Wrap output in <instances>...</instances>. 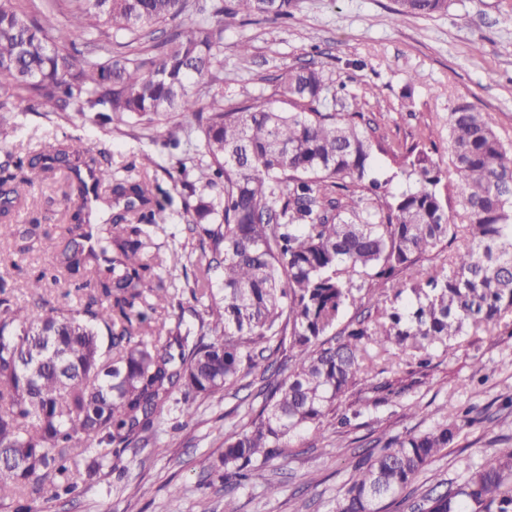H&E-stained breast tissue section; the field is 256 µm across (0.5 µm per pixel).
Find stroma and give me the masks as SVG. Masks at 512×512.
I'll list each match as a JSON object with an SVG mask.
<instances>
[{
    "label": "stroma",
    "instance_id": "obj_1",
    "mask_svg": "<svg viewBox=\"0 0 512 512\" xmlns=\"http://www.w3.org/2000/svg\"><path fill=\"white\" fill-rule=\"evenodd\" d=\"M397 7L396 0H298L290 18L225 28V106L261 96L276 109L294 111L280 83L288 67L306 66L323 74L321 110L340 111L336 94L346 89L391 144L419 143L435 149L436 159H447L448 113L461 104L489 113L504 141L512 143V0H448L447 11L432 16H400ZM242 41L251 46L245 56L237 51ZM69 139L102 151L116 179L146 181L165 206V229L154 241L162 252L182 254L181 263L165 271L166 282L182 281L201 264L183 232L194 175L186 173L176 184L166 173L179 159L201 152L198 136L175 148L158 127L136 140L95 113L66 120L53 106L21 98L12 112L0 113V162L20 153L46 154ZM12 185L18 202L7 221L27 233L0 243V276L13 281L23 299L29 279L52 273L53 242L73 207L62 200L65 169L33 185L19 177ZM385 382L393 383L394 393L349 425L292 441L287 460L272 462L268 470L281 487L275 496H266L258 484L231 492L219 484L198 487L208 462L224 450L225 428L241 422L237 399L226 396L205 401L186 424L177 413L165 415L154 444L124 452V471L105 472L73 495L35 501L31 512H333L353 463L376 441L430 430L471 409L474 422L455 444L382 503L383 512H415L429 489L457 487L494 449L512 448V316L492 334L466 337L459 349L438 355L420 380L412 379L406 364L378 362L370 383ZM174 486L182 488L180 498L170 497Z\"/></svg>",
    "mask_w": 512,
    "mask_h": 512
}]
</instances>
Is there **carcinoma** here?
<instances>
[{"mask_svg":"<svg viewBox=\"0 0 512 512\" xmlns=\"http://www.w3.org/2000/svg\"><path fill=\"white\" fill-rule=\"evenodd\" d=\"M0 0V89L62 112H110L135 137L166 127L178 146L202 134L204 188L191 187L186 229L205 263L174 288L152 251L166 221L144 181L116 182L90 146L74 140L50 155L14 157L33 184L54 168L73 174L64 201L57 267L82 293L74 311L45 297V275L14 297L0 276V497L30 512L116 470L121 452L146 446L165 414L192 420L217 395L263 381L262 407L224 431L208 465V488L256 482L275 495L268 464L288 458L291 439L324 432L336 402L356 415L382 399L360 397L361 376L401 350L416 367L464 336L490 333L512 313V148L470 105L448 112L449 169L458 210L449 211L448 172L417 143L376 136L351 98L344 112L319 109L324 82L307 67L285 74L281 94L305 107L283 112L261 97L224 107V26L248 17L284 18L296 0ZM398 15L431 16L448 0H399ZM59 19L50 36L35 18ZM391 157L408 187L391 192L374 170ZM112 187L123 212L90 223L86 178ZM138 220L128 223V218ZM444 263L418 265L458 238ZM377 318L336 331L345 310L379 304ZM205 315L186 326L184 313ZM22 336L25 344L15 341ZM468 415L388 441L353 468L335 512H380L441 452ZM420 512H512V448L489 454L453 491L431 489Z\"/></svg>","mask_w":512,"mask_h":512,"instance_id":"cac0c4a2","label":"carcinoma"}]
</instances>
